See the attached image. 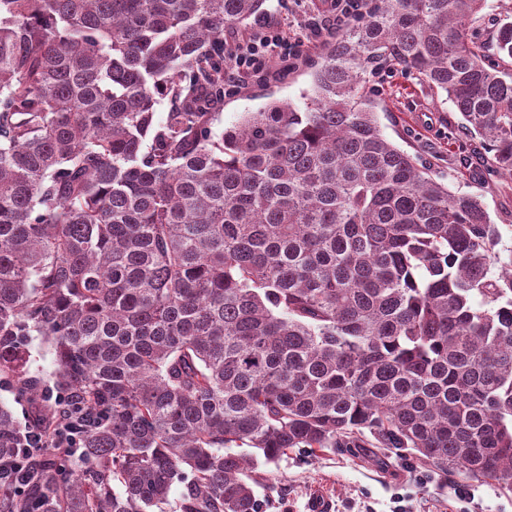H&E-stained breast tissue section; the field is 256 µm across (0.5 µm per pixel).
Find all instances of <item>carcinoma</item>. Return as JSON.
Returning a JSON list of instances; mask_svg holds the SVG:
<instances>
[{"label": "carcinoma", "instance_id": "carcinoma-1", "mask_svg": "<svg viewBox=\"0 0 512 512\" xmlns=\"http://www.w3.org/2000/svg\"><path fill=\"white\" fill-rule=\"evenodd\" d=\"M267 0H0V512H260L257 458L406 451L512 490V247L384 136L366 75L446 94L512 175V20L374 0L276 101L221 133L224 30ZM496 55L490 62L486 53ZM169 100V112L157 106ZM95 416L76 459L30 370ZM29 362L33 370H39L43 373L46 381L52 387L50 375L54 369L53 354L50 344L40 336H34L31 342Z\"/></svg>", "mask_w": 512, "mask_h": 512}]
</instances>
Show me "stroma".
I'll return each instance as SVG.
<instances>
[{"label":"stroma","mask_w":512,"mask_h":512,"mask_svg":"<svg viewBox=\"0 0 512 512\" xmlns=\"http://www.w3.org/2000/svg\"><path fill=\"white\" fill-rule=\"evenodd\" d=\"M366 90L378 104L384 135L430 164L450 191L480 196L504 244L511 246L512 176L489 167L485 145L462 129L446 95L397 66L369 75ZM311 91L312 77L304 67L249 87L217 107L214 129L223 131L273 100L303 107ZM257 471L264 476L255 488L262 512H307L308 500L318 492L331 499L332 512H512V490L484 480L458 483L410 456L382 465L368 448L356 454L341 448L294 452L277 463L259 464Z\"/></svg>","instance_id":"stroma-1"}]
</instances>
